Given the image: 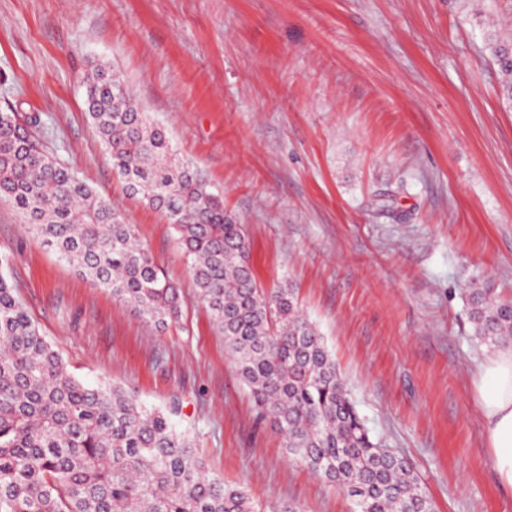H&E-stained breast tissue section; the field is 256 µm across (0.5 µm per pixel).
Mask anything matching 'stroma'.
Returning a JSON list of instances; mask_svg holds the SVG:
<instances>
[{
	"mask_svg": "<svg viewBox=\"0 0 512 512\" xmlns=\"http://www.w3.org/2000/svg\"><path fill=\"white\" fill-rule=\"evenodd\" d=\"M512 0H0V109L136 224L181 290L158 329L0 203V267L68 370L176 418L208 469L265 507L355 512L259 419L175 233L128 196L86 111L108 62L244 224L262 287L291 282L371 437L437 512H512L484 450L465 284L512 297V107L489 35Z\"/></svg>",
	"mask_w": 512,
	"mask_h": 512,
	"instance_id": "35a3bbf8",
	"label": "stroma"
}]
</instances>
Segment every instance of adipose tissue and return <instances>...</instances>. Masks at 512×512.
<instances>
[{
  "label": "adipose tissue",
  "mask_w": 512,
  "mask_h": 512,
  "mask_svg": "<svg viewBox=\"0 0 512 512\" xmlns=\"http://www.w3.org/2000/svg\"><path fill=\"white\" fill-rule=\"evenodd\" d=\"M472 386L483 417L487 457L498 483L512 489V343L478 364Z\"/></svg>",
  "instance_id": "ef3b65f1"
}]
</instances>
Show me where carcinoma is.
Listing matches in <instances>:
<instances>
[{"label": "carcinoma", "instance_id": "1", "mask_svg": "<svg viewBox=\"0 0 512 512\" xmlns=\"http://www.w3.org/2000/svg\"><path fill=\"white\" fill-rule=\"evenodd\" d=\"M512 42L490 43L512 103ZM86 108L130 195L172 226L259 414L289 454L346 490L356 512H434L408 461L373 442L336 361L287 282L262 288L245 226L196 166L176 159L166 129L104 62L84 78ZM35 112L0 111V202L80 275L159 327L178 320L179 288L136 225L59 162ZM473 336L512 342V299L465 285ZM120 386L69 374L0 273V512H265L247 486L211 475L174 417Z\"/></svg>", "mask_w": 512, "mask_h": 512}]
</instances>
